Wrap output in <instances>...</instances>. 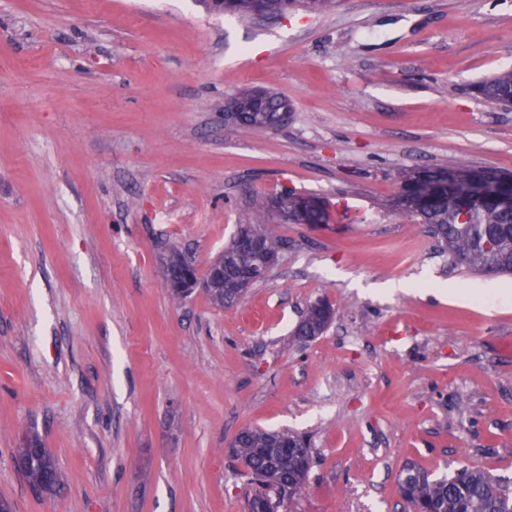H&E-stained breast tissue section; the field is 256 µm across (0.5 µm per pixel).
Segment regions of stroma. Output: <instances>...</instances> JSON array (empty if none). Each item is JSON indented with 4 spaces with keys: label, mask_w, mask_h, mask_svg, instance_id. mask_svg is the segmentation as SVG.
I'll list each match as a JSON object with an SVG mask.
<instances>
[{
    "label": "stroma",
    "mask_w": 512,
    "mask_h": 512,
    "mask_svg": "<svg viewBox=\"0 0 512 512\" xmlns=\"http://www.w3.org/2000/svg\"><path fill=\"white\" fill-rule=\"evenodd\" d=\"M512 0H335L265 21L200 0H0V501L12 512H246L248 426L307 435L277 512H405L413 464L512 482V277L451 267L405 172L512 174ZM266 90L275 130L225 124ZM286 188L325 224L251 207ZM288 241L233 306L174 299L241 224ZM407 282L409 291L388 293ZM446 294H437V287ZM320 299L336 316L296 328ZM39 441L61 484H27ZM478 93L491 105L512 104V70L501 72L478 85ZM251 91H243L240 95H249ZM272 98V105H280L282 100L278 95L265 92ZM265 93L255 91L248 98H242L240 95L232 97L224 104V122L236 126L243 117L242 112H267Z\"/></svg>",
    "instance_id": "stroma-1"
}]
</instances>
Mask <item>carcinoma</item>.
<instances>
[{
	"mask_svg": "<svg viewBox=\"0 0 512 512\" xmlns=\"http://www.w3.org/2000/svg\"><path fill=\"white\" fill-rule=\"evenodd\" d=\"M275 13L286 15L295 9L323 11L333 0H272ZM224 12L250 16L253 0H224ZM478 93L491 105L512 104V70L501 72L478 85ZM452 174L461 183L500 182V174L470 166L424 170L407 176L400 186L396 206L401 213L430 226L442 252L454 266L473 273L512 274V210L501 208L492 191L483 195L448 192L443 174ZM409 194L426 198L421 209L403 205ZM309 198L293 189L279 195L258 198L255 208L276 211L293 224H324L328 220L324 204L307 205ZM258 234L263 252L248 249L243 239ZM286 245L273 230L260 224H240L232 243L224 249V297L211 296L220 306L232 305L240 292L238 273L267 257H275ZM332 308L310 306L297 327V335L312 338L321 334L333 318ZM239 447L233 449L237 460L264 487H274L293 496L307 486L311 466L310 448L305 438L290 431L241 430ZM18 457L31 487L41 494H52L60 485V473L45 448H20ZM401 495L409 512H512V492L506 481L481 468L464 467L454 473L433 478L413 466L406 468ZM248 512H274L275 503L259 491L247 500Z\"/></svg>",
	"mask_w": 512,
	"mask_h": 512,
	"instance_id": "obj_1",
	"label": "carcinoma"
}]
</instances>
